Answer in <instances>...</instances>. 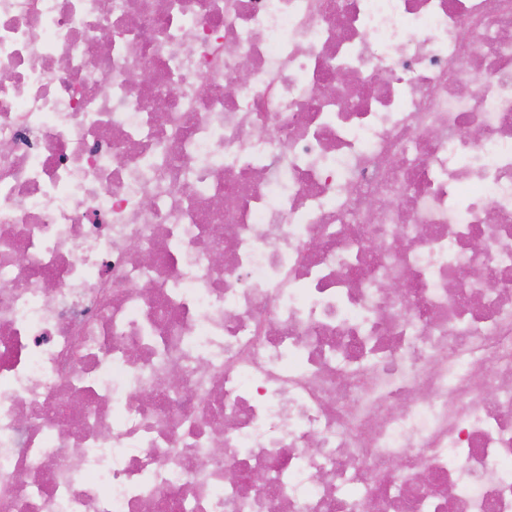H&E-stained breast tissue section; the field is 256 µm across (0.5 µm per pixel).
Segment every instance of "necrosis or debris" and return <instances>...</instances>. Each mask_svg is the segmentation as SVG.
<instances>
[{
    "instance_id": "obj_1",
    "label": "necrosis or debris",
    "mask_w": 512,
    "mask_h": 512,
    "mask_svg": "<svg viewBox=\"0 0 512 512\" xmlns=\"http://www.w3.org/2000/svg\"><path fill=\"white\" fill-rule=\"evenodd\" d=\"M0 512H512V0H0Z\"/></svg>"
}]
</instances>
